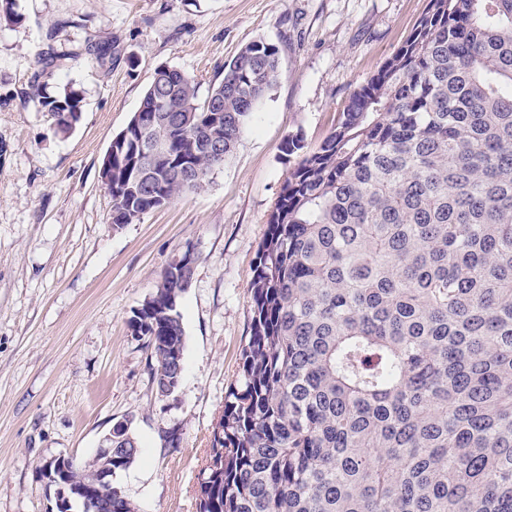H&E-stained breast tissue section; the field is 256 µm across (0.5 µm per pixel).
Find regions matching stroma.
<instances>
[{
  "label": "stroma",
  "mask_w": 512,
  "mask_h": 512,
  "mask_svg": "<svg viewBox=\"0 0 512 512\" xmlns=\"http://www.w3.org/2000/svg\"><path fill=\"white\" fill-rule=\"evenodd\" d=\"M427 4L16 0L19 21H0V512H48L41 466L92 455L124 420L140 452L117 482L138 512H198L214 425L250 336L258 251L297 162L284 142L319 145ZM259 38L280 47L279 79L223 166L203 190L113 229L100 163L155 70L194 76L204 97ZM71 49L77 59L51 61ZM68 84L84 101L64 134L38 101ZM188 250L184 372L164 397L129 319Z\"/></svg>",
  "instance_id": "35a3bbf8"
}]
</instances>
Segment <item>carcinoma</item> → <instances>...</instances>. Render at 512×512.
Returning <instances> with one entry per match:
<instances>
[{
  "instance_id": "cac0c4a2",
  "label": "carcinoma",
  "mask_w": 512,
  "mask_h": 512,
  "mask_svg": "<svg viewBox=\"0 0 512 512\" xmlns=\"http://www.w3.org/2000/svg\"><path fill=\"white\" fill-rule=\"evenodd\" d=\"M278 76L265 39L203 100L157 69L112 139V228L203 188ZM40 105L68 133L82 96ZM285 152L199 512H512V0H429L321 143ZM193 275L165 271L130 320L160 392L182 379ZM137 454L112 428L115 473ZM96 472L75 465L66 493ZM133 509L114 485L98 512Z\"/></svg>"
}]
</instances>
